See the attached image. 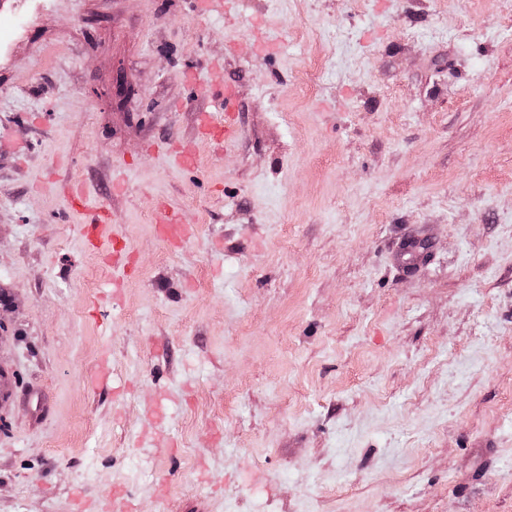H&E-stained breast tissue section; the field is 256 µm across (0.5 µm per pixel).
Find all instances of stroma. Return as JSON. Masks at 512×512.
Masks as SVG:
<instances>
[{
  "label": "stroma",
  "mask_w": 512,
  "mask_h": 512,
  "mask_svg": "<svg viewBox=\"0 0 512 512\" xmlns=\"http://www.w3.org/2000/svg\"><path fill=\"white\" fill-rule=\"evenodd\" d=\"M0 17V512H512V0ZM215 95L220 99L222 112L203 113L199 118V130L204 134H224V143L236 134L238 128V90L231 84L217 86ZM159 214L158 224L166 237L184 238L188 235V227L180 223L176 213L162 208Z\"/></svg>",
  "instance_id": "35a3bbf8"
}]
</instances>
